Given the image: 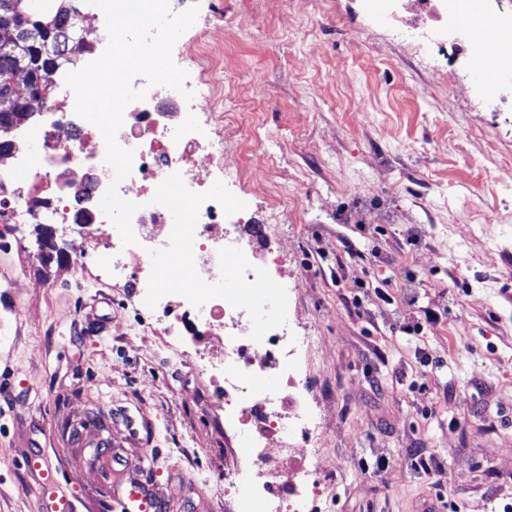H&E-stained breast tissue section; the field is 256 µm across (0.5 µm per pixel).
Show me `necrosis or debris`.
<instances>
[{
  "label": "necrosis or debris",
  "instance_id": "necrosis-or-debris-1",
  "mask_svg": "<svg viewBox=\"0 0 512 512\" xmlns=\"http://www.w3.org/2000/svg\"><path fill=\"white\" fill-rule=\"evenodd\" d=\"M428 24L409 26L416 45H429L445 60H454L463 45L477 41L475 16L494 18L487 34L495 45L489 63L494 88L512 81V20L501 18L490 0H419ZM454 22H446V13ZM221 63L219 48L198 43L186 48L178 63L188 78L192 100L165 86H148L135 77L144 99L123 111L118 144L133 153L130 175L119 195L139 203L132 219L136 242L123 246L119 231L99 202L113 171L105 162L100 130L75 111L73 91L45 106L49 122H32L12 130L16 144L10 157L0 158V223L61 225L72 237L71 267L82 265L87 235L103 239L100 269L128 283L142 295L152 318L169 336L205 328L224 345L223 359L214 362L209 347L183 344L180 356L192 362L200 378L213 382L211 402L234 425L247 429L264 450L252 458L253 481L242 490L240 512L260 503L262 512H313L324 478L315 456L320 414L305 401L298 359L308 336L288 334V286L255 246L263 229L240 221L244 206L230 186L239 172L224 161V117L186 124L185 113L203 110L215 96L214 77ZM224 180L229 189L213 193L206 176ZM176 257L190 276L179 288L161 289L154 277L160 257ZM232 271L238 291L224 290L225 271ZM276 366V388L257 392L254 378ZM311 444L300 465L284 468L293 457L295 435Z\"/></svg>",
  "mask_w": 512,
  "mask_h": 512
}]
</instances>
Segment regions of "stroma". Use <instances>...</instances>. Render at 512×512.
I'll return each instance as SVG.
<instances>
[{
    "label": "stroma",
    "mask_w": 512,
    "mask_h": 512,
    "mask_svg": "<svg viewBox=\"0 0 512 512\" xmlns=\"http://www.w3.org/2000/svg\"><path fill=\"white\" fill-rule=\"evenodd\" d=\"M223 42L224 156L278 238L322 414L316 512H502L512 503V96L406 46L367 0H195ZM262 71V83L251 79ZM0 231V512H41L27 458L83 512L153 481L168 512L212 498L247 443L147 332L144 303ZM387 300H380V293ZM434 320H426L425 310ZM430 456L429 469L416 453Z\"/></svg>",
    "instance_id": "obj_1"
}]
</instances>
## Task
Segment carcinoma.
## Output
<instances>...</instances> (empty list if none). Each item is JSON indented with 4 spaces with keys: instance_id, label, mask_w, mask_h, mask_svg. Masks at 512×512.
<instances>
[{
    "instance_id": "1",
    "label": "carcinoma",
    "mask_w": 512,
    "mask_h": 512,
    "mask_svg": "<svg viewBox=\"0 0 512 512\" xmlns=\"http://www.w3.org/2000/svg\"><path fill=\"white\" fill-rule=\"evenodd\" d=\"M73 2L74 0H52L49 8L37 10L31 0H0V13L28 15L33 27L30 40L8 46L0 45V84L4 82V74L12 67L21 66L39 71L41 64L38 63L36 52L43 40L42 32L46 30L52 32L49 46L53 47L50 55L56 59L55 68H64L72 62V57L80 50L74 27L67 26L69 14L74 10ZM2 116L13 128L33 119L35 113L15 105L8 107L5 113L0 112V117Z\"/></svg>"
}]
</instances>
